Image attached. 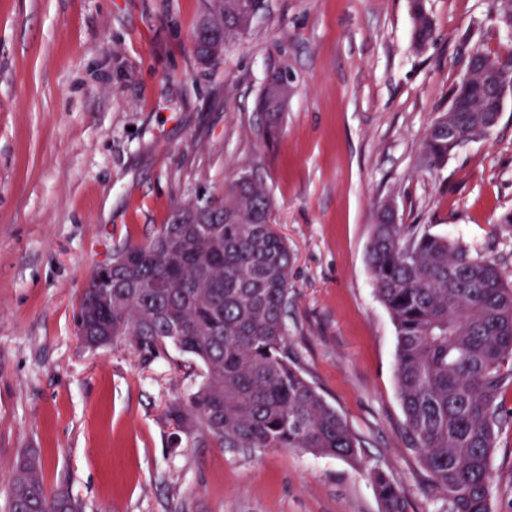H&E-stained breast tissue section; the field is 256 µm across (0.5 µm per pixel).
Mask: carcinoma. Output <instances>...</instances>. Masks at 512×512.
Instances as JSON below:
<instances>
[{"label": "carcinoma", "mask_w": 512, "mask_h": 512, "mask_svg": "<svg viewBox=\"0 0 512 512\" xmlns=\"http://www.w3.org/2000/svg\"><path fill=\"white\" fill-rule=\"evenodd\" d=\"M416 45L434 35L423 0H411ZM264 0H205L192 34L197 59L217 61ZM288 80L271 77L258 101L277 125ZM498 108L496 83L457 81L449 98ZM459 112L454 133L434 122L421 164L436 171L456 136L476 129ZM215 217L173 207L146 244L112 254L88 282L76 314L91 347L126 337L154 357L174 345L203 369L202 382L170 415L217 448H286L355 460L360 443L288 350L293 254L270 223L272 201L244 174L217 202ZM377 207L367 248L379 300L396 329V383L405 433L446 512H490L491 458L507 423L500 397L512 388V285L499 265L426 224H395ZM112 324V336L102 327ZM373 480L383 512H406L403 492L381 470ZM5 512H80L63 488L47 489L40 454L26 449L5 490Z\"/></svg>", "instance_id": "obj_1"}]
</instances>
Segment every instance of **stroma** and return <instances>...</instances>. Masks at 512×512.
<instances>
[{"label":"stroma","mask_w":512,"mask_h":512,"mask_svg":"<svg viewBox=\"0 0 512 512\" xmlns=\"http://www.w3.org/2000/svg\"><path fill=\"white\" fill-rule=\"evenodd\" d=\"M269 0L252 31L203 66L202 0H0V484L37 449L48 488L82 512H382L372 469L407 512H446L404 433L396 331L367 264L377 206L495 260L512 282V99L485 138L429 173L423 138L471 49L512 33L491 0ZM290 93L277 129L256 101ZM260 179L293 251L288 339L360 442L349 461L218 448L169 410L200 381L190 355L91 349L74 315L88 281L143 244L178 203ZM491 467V512H512V390ZM423 0H412V11L414 19V34L416 45L425 47L434 35V23L432 17L425 11ZM288 80L279 75L271 77L258 101V108L263 112L267 124L277 125L281 120L284 103L288 99Z\"/></svg>","instance_id":"1"}]
</instances>
